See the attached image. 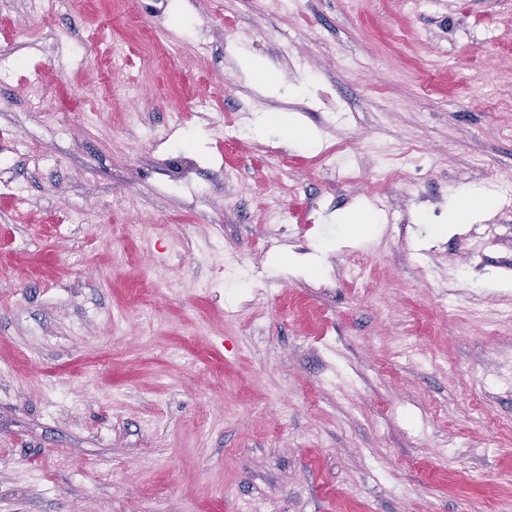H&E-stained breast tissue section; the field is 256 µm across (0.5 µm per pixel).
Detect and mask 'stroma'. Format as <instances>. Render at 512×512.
<instances>
[{"label":"stroma","mask_w":512,"mask_h":512,"mask_svg":"<svg viewBox=\"0 0 512 512\" xmlns=\"http://www.w3.org/2000/svg\"><path fill=\"white\" fill-rule=\"evenodd\" d=\"M507 128L512 0H0V512H512ZM140 95V88L135 83H112L107 90L100 106L102 110H107L112 106V101L119 99L131 100L137 99ZM495 199L489 190L471 189L452 198L448 204L449 223H467L478 208L488 209L494 206Z\"/></svg>","instance_id":"stroma-1"}]
</instances>
